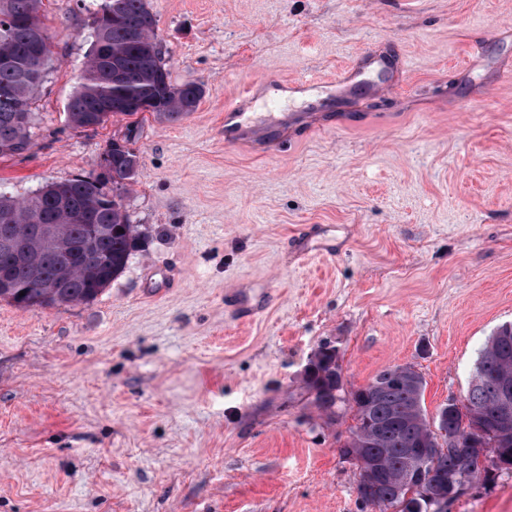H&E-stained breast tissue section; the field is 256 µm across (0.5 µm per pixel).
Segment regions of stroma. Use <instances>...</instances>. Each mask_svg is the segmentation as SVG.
Here are the masks:
<instances>
[{"label": "stroma", "instance_id": "35a3bbf8", "mask_svg": "<svg viewBox=\"0 0 512 512\" xmlns=\"http://www.w3.org/2000/svg\"><path fill=\"white\" fill-rule=\"evenodd\" d=\"M50 63L32 144L0 193L97 174L125 125L69 126L91 17L43 0ZM174 83L124 198L146 237L94 302L0 301V512H359L337 446L353 423L306 393L311 353L346 390L411 364L428 415L465 395L512 322V0H149ZM379 53L348 95L281 98ZM310 112L278 150L224 144V108ZM306 250L304 259L296 251ZM448 512H512V475Z\"/></svg>", "mask_w": 512, "mask_h": 512}]
</instances>
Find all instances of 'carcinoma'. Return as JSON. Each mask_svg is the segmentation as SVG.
Wrapping results in <instances>:
<instances>
[{
	"label": "carcinoma",
	"mask_w": 512,
	"mask_h": 512,
	"mask_svg": "<svg viewBox=\"0 0 512 512\" xmlns=\"http://www.w3.org/2000/svg\"><path fill=\"white\" fill-rule=\"evenodd\" d=\"M93 7L89 33L90 51L78 87L67 105L71 127L79 129L90 121L107 122L94 111L100 98L144 103V108H127L112 117L127 120L120 139L109 143L111 179L77 176L61 182L70 205L61 208L50 186L38 196L22 200L0 195V209L13 214L14 228L0 226V301L19 309L50 308L94 301L125 269L129 256L142 239L138 225L130 222L124 196L136 182L139 159L134 145L139 116L149 113L159 123L176 122L195 111L203 97L196 83L175 84L166 65H157L147 47L159 44L157 19L147 0H90ZM42 0H0V155H20L29 149L32 116L29 102L43 83L30 62L34 29L46 32L40 20ZM121 63V77L108 85L102 78L101 53ZM50 225L53 237L46 239L36 229ZM323 354L305 369V388L313 402L327 411L335 404L339 374L336 347L319 345ZM404 365L388 366L363 387L350 392L355 424L350 436L360 440L370 425L383 430L375 435L366 452L380 458L391 475L403 472L405 449L423 445L442 428L445 408L430 419L423 395L415 392L403 376ZM512 378V326H502L480 351L474 376L466 394L464 419L488 428L501 378ZM484 441L496 449L497 461L478 479L464 475L459 448H443L423 471L407 475L409 482H431L430 473L441 478L448 501L459 497L462 484L471 489L493 482L501 474L512 475V434H488ZM405 483L396 479L367 495L357 492L362 508L392 512L401 502V512H429L419 494L404 500Z\"/></svg>",
	"instance_id": "1"
}]
</instances>
